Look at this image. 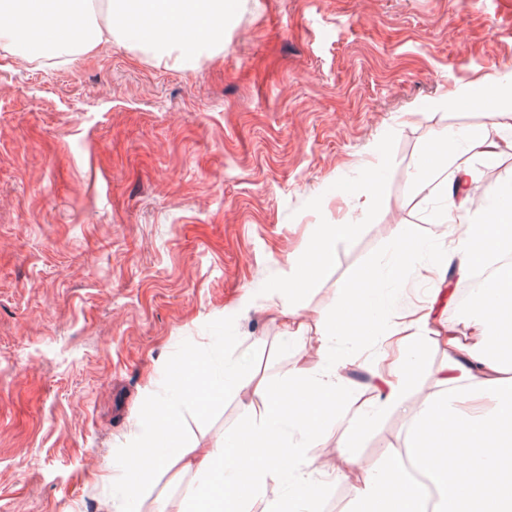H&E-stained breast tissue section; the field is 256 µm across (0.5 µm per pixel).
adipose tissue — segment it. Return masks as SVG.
<instances>
[{
	"label": "adipose tissue",
	"mask_w": 512,
	"mask_h": 512,
	"mask_svg": "<svg viewBox=\"0 0 512 512\" xmlns=\"http://www.w3.org/2000/svg\"><path fill=\"white\" fill-rule=\"evenodd\" d=\"M224 10V0H0V56L68 62L116 44L192 69L223 49ZM506 98L512 99V76L496 75L478 86L462 85L438 103L478 107ZM499 153L490 129L438 132L430 162L411 176L412 188L429 195L452 176L473 181L478 166L493 164ZM503 194H512V178L487 190L481 205L470 194L449 192L446 210L462 212L466 221L445 225L436 238L420 225L402 226L386 264L394 284L388 293H380L375 276L336 286L346 312L376 309L373 333L384 345L379 354L384 397L356 412L354 430L368 428L388 408L408 411L411 420L405 450L364 471L356 512H512V289L498 281L475 294L472 338L464 341L437 322L433 300L399 308L402 291L396 286L404 270L434 284L444 280L449 262H456L463 276L484 263L491 228L512 222V210L494 206ZM355 229L347 217L320 225L288 259L289 289L301 291L320 278L335 262L337 241ZM431 336L444 342L447 359L435 390L410 409L405 393L425 361V340ZM285 341L292 350L287 390L258 382L243 403L244 424L226 431L215 447L185 439V414L200 410V385L239 394L247 382L246 358L225 360L203 378L195 367H185L165 396L148 391L150 416L134 436L132 466L143 477L157 470L190 476L177 512H252L256 504L261 512H307L320 490L337 481V473L308 461L306 450L348 387L338 364L308 369L298 337ZM426 442L432 447L428 454L421 451ZM150 448L158 449L157 457L147 456ZM284 483L288 492L274 494Z\"/></svg>",
	"instance_id": "1"
}]
</instances>
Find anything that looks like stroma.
<instances>
[{"instance_id": "obj_1", "label": "stroma", "mask_w": 512, "mask_h": 512, "mask_svg": "<svg viewBox=\"0 0 512 512\" xmlns=\"http://www.w3.org/2000/svg\"><path fill=\"white\" fill-rule=\"evenodd\" d=\"M509 70L512 0H229L223 51L192 70L118 45L0 67V512L177 507L173 473L120 502L100 478L128 456L149 381L243 355L249 376L287 385L261 307L287 298L304 235L339 219L322 195L379 146L372 207L304 296L305 361L321 367L313 326L340 311L337 281L384 264L400 225L442 231L440 194L409 190L435 131L512 142L511 102L434 100ZM378 351L371 336L331 345L351 394L307 451L341 475L315 512H352L364 466L408 437L390 409L339 446L378 398ZM247 397L187 417V438L223 442Z\"/></svg>"}]
</instances>
